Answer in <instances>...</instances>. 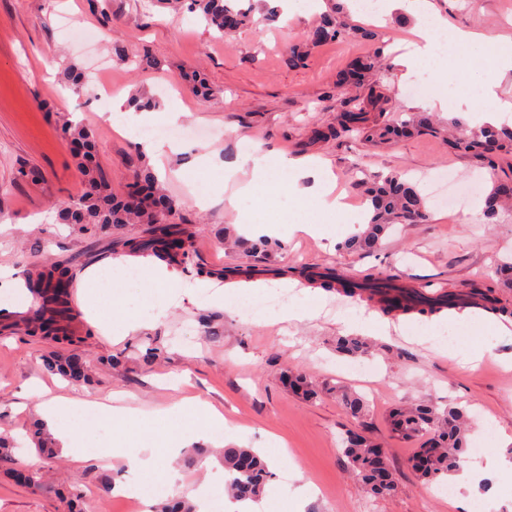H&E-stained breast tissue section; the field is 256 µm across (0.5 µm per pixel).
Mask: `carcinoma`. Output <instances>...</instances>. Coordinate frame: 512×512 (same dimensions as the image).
I'll return each mask as SVG.
<instances>
[{
    "label": "carcinoma",
    "mask_w": 512,
    "mask_h": 512,
    "mask_svg": "<svg viewBox=\"0 0 512 512\" xmlns=\"http://www.w3.org/2000/svg\"><path fill=\"white\" fill-rule=\"evenodd\" d=\"M188 9L200 12L203 20L220 36L231 35L250 22L249 13L238 8L235 0H190ZM357 29L341 19H330L317 25L307 35L306 45L317 46L335 41L344 35L355 34ZM379 54L369 56L351 66L342 81L365 85V78L377 62ZM394 112L391 100L384 92L369 84L367 95L340 115L334 134H357L366 142L392 143L421 131L444 135L456 121L446 124L434 121L425 114L408 121L390 120ZM63 140L73 146L83 178V190L61 210V220L84 230L109 231L121 224H159L164 213L176 206L153 173L146 169L129 184L127 191L117 196L112 193V182L104 173L98 159L92 132L76 125L65 117L58 119ZM453 148L472 155L478 161L493 166L495 159L512 155V126H486L475 130L466 139L451 142ZM355 186L371 201L372 215L363 229L349 237L343 248L363 254L377 251L383 237L397 224L420 223L426 220V199L416 185L392 175L381 181L357 180ZM512 202V184L493 182L486 196V213L495 218L499 208ZM189 235L163 232L132 243L135 250L150 253L173 265L189 262ZM26 279L36 299V307L27 330L33 336H45L57 342L72 341L70 328L71 268L67 264L50 263L26 270ZM322 287L335 288L353 298L367 295L378 298L386 310L402 308L422 316L438 313L450 302H441L419 292L410 298L396 289L390 280L368 278L356 281L336 276L320 279ZM336 348L348 355H363L367 343L359 336H344L336 341ZM45 369L65 378L80 381L88 376V367H79L72 358L52 356L43 360ZM288 386L307 397H315L318 391L306 375L288 372L283 375ZM344 407L354 416L362 414L368 403L359 395L342 391L338 393ZM393 430L407 438H422L424 442L415 459L419 478L433 483L459 471L462 454L466 450V410L458 404L442 407L436 403L415 404L393 412ZM373 441L364 435L346 437L344 454L353 470L372 493L379 497L391 496L396 485L387 467L384 453L374 452ZM224 471L230 479L231 495L237 500H256L271 476L267 465L251 448L228 446L223 449ZM157 512H194V506L186 500L171 498L163 502Z\"/></svg>",
    "instance_id": "1"
}]
</instances>
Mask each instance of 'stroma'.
<instances>
[{
    "mask_svg": "<svg viewBox=\"0 0 512 512\" xmlns=\"http://www.w3.org/2000/svg\"><path fill=\"white\" fill-rule=\"evenodd\" d=\"M450 26L512 38V0H431ZM251 20L232 40L209 29L198 14L171 11L162 0H0V267L23 275L31 265L78 257L73 287L77 323L84 336L74 345L52 346L38 337L0 326V437L17 449L0 463V512H70L71 493H80L87 512H153L154 501L136 503L118 493L151 460L153 471L172 466L182 475L174 486L182 497L203 488L224 493V466L216 456L195 465L185 461L176 441L199 427L186 406L192 397L223 412L231 423L232 442L256 451L283 447L286 464H270L272 477L261 499L266 512H285L289 493L310 485L305 512H449L448 498L435 494L412 468L418 441L397 436L390 426L393 408L408 402H458L472 420L465 462L486 471L474 489L476 505L512 512V479L489 465L487 448L512 460V334L479 333L464 325L431 328L417 317L414 327L399 331L390 317L385 336L370 337L372 352L347 356L336 340L346 334L345 320L376 312L374 302L348 299L333 292L311 298V277L329 270L360 277L390 274L400 288L429 286L445 293L472 282L490 284L495 265L512 256V216L488 223L484 193L493 182L512 179V156L495 169L451 149L439 137L421 134L393 144L373 145L353 135L324 138L335 126L346 100L358 97L352 86L338 92L343 72L358 59L383 50L374 80L392 98L399 113L416 111L408 86H431V66L405 72L398 59L405 49L398 34L412 21L396 11L372 25L363 13L344 10L352 25L374 27L375 37L347 36L311 48L308 58L291 64L289 49L303 41L321 17L333 13L336 0H321L309 10L294 0L285 15L281 0H237ZM76 68L88 76L83 91L65 86L64 74ZM196 71L213 95L196 96L186 73ZM125 102L142 99L153 119H165L175 102L190 115L186 130H207V140L163 141V159L141 150L130 135L105 117L109 96ZM81 122L96 138L101 165L122 194L140 167L165 162L167 191L179 202L168 221L187 231L193 257L177 269L179 289L165 294L135 275L137 253L128 240L147 234L145 224H124L106 233L60 223L61 206L81 188L74 156L60 139L58 115ZM276 150L283 163L279 180H287L288 162L312 156L325 161L337 190L352 206L369 202L348 178L354 165L364 175L400 174L415 180L446 170L460 181L483 178V192L459 214L429 206L427 221L402 224L386 237L378 253L360 255L342 244L354 234L347 224L325 225L322 236L295 229L313 219L288 195L258 194L241 199L238 209L224 204V166L240 163L247 142ZM218 154L221 163H201ZM36 172L21 177L20 168ZM207 186L208 206L196 205L194 180ZM275 225L267 253L234 247L240 237L239 216ZM124 256L132 279L121 278L106 289L87 288L85 274ZM248 270L251 281L291 278L290 307L317 306L316 314L285 319L270 310L247 316L239 306L255 298L238 279H202L196 265ZM145 326L122 335L129 318ZM469 352L482 353L479 365L462 363ZM91 360L88 380L71 382L47 372L51 354ZM114 358L105 368L101 359ZM307 373L318 387L315 399L286 387L282 373ZM363 395L365 416L346 411L336 389ZM67 399L100 402L136 412L128 421H102L96 440L107 441V458L85 452L83 460L66 453L48 460L30 438L40 416L36 403ZM362 432L384 448L397 491L376 497L351 471L343 454L346 435ZM44 473L42 487L26 484L22 470Z\"/></svg>",
    "mask_w": 512,
    "mask_h": 512,
    "instance_id": "1",
    "label": "stroma"
}]
</instances>
